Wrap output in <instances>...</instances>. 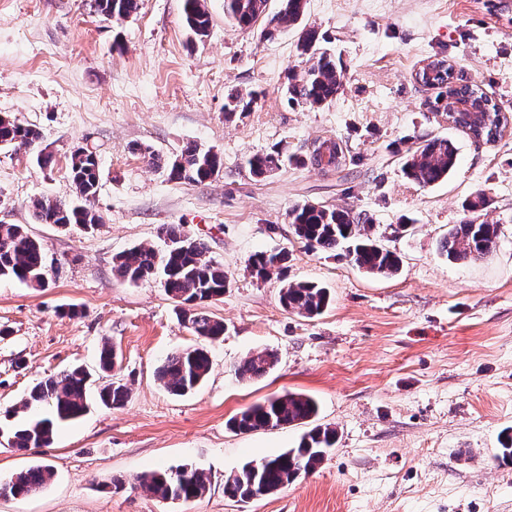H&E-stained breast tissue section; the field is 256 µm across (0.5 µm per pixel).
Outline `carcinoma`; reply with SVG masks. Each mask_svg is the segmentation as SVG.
<instances>
[{
	"mask_svg": "<svg viewBox=\"0 0 512 512\" xmlns=\"http://www.w3.org/2000/svg\"><path fill=\"white\" fill-rule=\"evenodd\" d=\"M277 12L268 13V0H224V12L238 26L250 28L258 20L264 21L265 35L272 38L281 30L297 26L304 17L306 0H280ZM98 9L115 18H128L139 8V0H96ZM187 27L198 38L208 35L211 16L205 0H183ZM325 37L312 27L301 29L297 47L310 65L300 73L287 77L286 97L298 107H320L333 102L342 87L341 70L336 59L322 47ZM443 71L432 77L429 86L437 90L429 102L434 112L448 111V100L471 101L473 111L460 126L486 141L502 137L509 117L502 107L478 84L454 81L452 65L447 59L434 60ZM257 94L239 92L227 96L224 112L232 115L251 110ZM39 139V132L5 116L0 117V145L27 146ZM397 153L401 155L403 175L422 188L434 186L448 178L456 165V148L447 139H425L413 142ZM156 164L169 172V177L186 184L202 183L218 173L224 159L218 152L203 149L196 144L186 145L174 159L161 161L151 156ZM288 159L281 149L274 147L262 154L247 158L249 173L261 178ZM69 180L75 191L71 199L46 197L33 203L34 219L40 224L85 225L91 228L101 223V217L92 209L99 185V158L87 146H78L70 156ZM294 233L306 245L325 253H334L348 245V257L358 268L382 276H395L402 269L401 256L380 243L371 234L368 217L348 210H340L321 203L305 202L290 213ZM161 235L166 249L158 251L142 245L132 246L114 259V269L123 279L137 283L158 278L167 295L179 306L180 315L193 333L210 342L224 336V323L186 309L224 294L228 286L224 266L206 256V247L186 235L179 224H164ZM499 225L476 224L466 220L448 229L439 242V250L450 260L478 258L486 255L496 244ZM287 259L284 250L260 252L250 258L253 273L261 279L282 274ZM46 250L42 242L32 237L21 224H0V280H18L31 288L46 284ZM280 303L308 318L320 315L330 302L326 288L309 282L284 283L279 292ZM117 354L105 342L99 355V370L112 371ZM278 363L275 353L258 352L242 360L235 367L241 379H256L272 371ZM208 352L197 347L168 357L158 368V377L165 388L175 395H186L200 386L210 370ZM89 374L81 367L66 370L59 377H48L30 390L25 405H47L52 417L31 419L22 424L0 427L10 447L16 449L47 447L53 441L55 424L75 420L88 408ZM128 397V389L118 382L103 386L98 398L109 408H119ZM317 402L306 395L287 394L253 404L234 416L230 427L245 433L265 428H280L304 424L318 415ZM336 445V429L316 425L305 431L295 448L273 457L246 462L224 477V494L240 501L261 498L277 493L295 482L301 475L315 470L330 448ZM54 478L47 464H39L17 473L0 492L7 497L30 496L46 487ZM140 488L163 500H196L210 488L206 472L188 464L157 470L140 476Z\"/></svg>",
	"mask_w": 512,
	"mask_h": 512,
	"instance_id": "obj_1",
	"label": "carcinoma"
}]
</instances>
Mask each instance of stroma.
I'll return each instance as SVG.
<instances>
[{"label": "stroma", "mask_w": 512, "mask_h": 512, "mask_svg": "<svg viewBox=\"0 0 512 512\" xmlns=\"http://www.w3.org/2000/svg\"><path fill=\"white\" fill-rule=\"evenodd\" d=\"M210 33L187 28L182 0H140L116 20L95 0H0V115L35 127V147L0 148V222L25 225L47 253L45 287L0 280V418L26 419L21 404L40 380L81 366L96 371L103 342L118 352L110 373L126 404L90 401L50 446L16 450L0 437V483L49 464L51 484L25 498L0 497V512H512V464L496 458L512 430V130L476 144L429 111L433 90L414 73L447 54L462 79L512 111V12L487 0H308L303 22L343 62L335 101L287 105L289 71L306 68L298 28L266 40L207 0ZM254 91L250 112L224 111L228 94ZM418 137L457 149L447 180L423 188L395 153ZM332 139L352 161L340 170L289 165L252 177L247 156L278 145L308 155ZM214 149L224 166L198 184L168 179L144 148L169 159L186 144ZM79 145L100 158L84 233L37 223L33 200L70 193L68 162ZM53 164L36 163L38 151ZM486 208L466 213L475 196ZM307 201L366 215L374 236L402 256L401 272L374 276L344 251L309 249L290 210ZM495 224L483 257L453 262L440 239L464 219ZM182 225L224 265L223 297L200 307L223 322L208 347L211 370L192 394L157 378L170 355L198 346L159 283L119 278L114 255L162 247L160 227ZM286 250L282 278L257 280L260 251ZM329 288L324 313L307 318L279 302L282 281ZM76 315H68V308ZM270 350L267 376L242 380L235 366ZM301 393L317 423L336 429L322 464L274 495L247 502L224 494L244 462L297 446L303 426L240 433L228 421L272 396ZM189 464L211 488L193 502L143 492L144 473ZM125 485L113 490V478Z\"/></svg>", "instance_id": "35a3bbf8"}]
</instances>
